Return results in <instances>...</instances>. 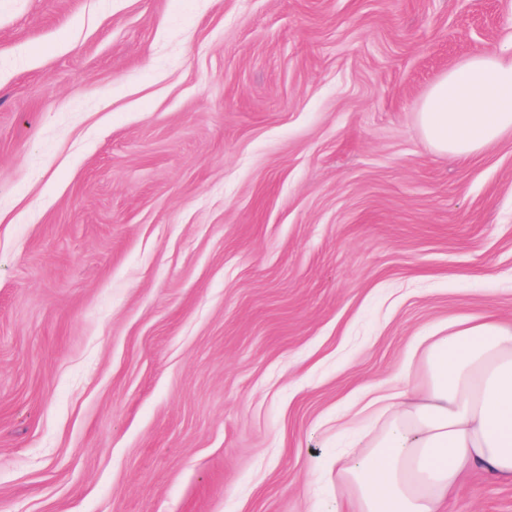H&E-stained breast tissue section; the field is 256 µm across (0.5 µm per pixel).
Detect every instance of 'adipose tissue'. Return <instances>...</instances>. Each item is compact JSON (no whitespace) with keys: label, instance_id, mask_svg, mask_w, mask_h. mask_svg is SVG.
Instances as JSON below:
<instances>
[{"label":"adipose tissue","instance_id":"ef3b65f1","mask_svg":"<svg viewBox=\"0 0 512 512\" xmlns=\"http://www.w3.org/2000/svg\"><path fill=\"white\" fill-rule=\"evenodd\" d=\"M417 122L439 153L465 159L512 130V46L460 60L423 97ZM425 390L391 396L363 447L328 465L338 512H445L468 475L512 484V323L456 317L416 337Z\"/></svg>","mask_w":512,"mask_h":512}]
</instances>
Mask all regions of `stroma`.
Here are the masks:
<instances>
[{
  "instance_id": "35a3bbf8",
  "label": "stroma",
  "mask_w": 512,
  "mask_h": 512,
  "mask_svg": "<svg viewBox=\"0 0 512 512\" xmlns=\"http://www.w3.org/2000/svg\"><path fill=\"white\" fill-rule=\"evenodd\" d=\"M511 42L512 0H0V512H333L414 338L512 320V131L416 120Z\"/></svg>"
}]
</instances>
